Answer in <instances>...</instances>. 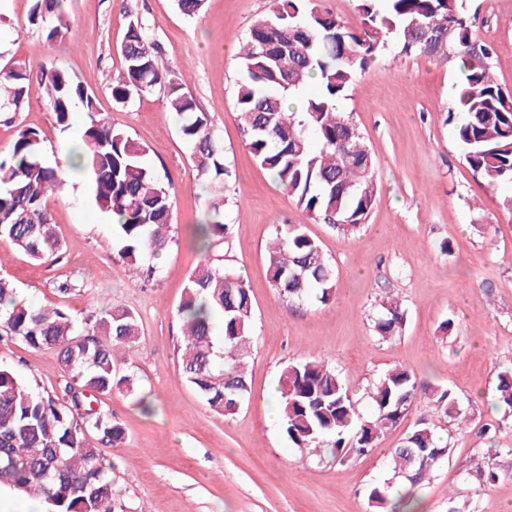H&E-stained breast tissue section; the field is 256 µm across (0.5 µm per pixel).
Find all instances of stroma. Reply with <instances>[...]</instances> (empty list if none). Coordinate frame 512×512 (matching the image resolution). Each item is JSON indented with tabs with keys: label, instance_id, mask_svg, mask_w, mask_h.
I'll use <instances>...</instances> for the list:
<instances>
[{
	"label": "stroma",
	"instance_id": "obj_1",
	"mask_svg": "<svg viewBox=\"0 0 512 512\" xmlns=\"http://www.w3.org/2000/svg\"><path fill=\"white\" fill-rule=\"evenodd\" d=\"M30 5L0 0V66L19 61L32 71L23 110L14 123L0 122V155L22 125L39 131L49 162L61 158L63 141L81 136L83 112L73 113L63 134L46 107L41 71L58 64L94 91L98 111L144 145L151 167L175 188L173 241L159 258V277L134 275L118 257L112 223L86 176L46 199L63 245L59 261L41 263L0 247V269L30 302L84 317L103 296L139 319L138 343L112 349L118 374L130 377L134 392L97 403L124 431L120 445L100 453L130 512H375L368 488L388 481L403 489L389 452L422 424L446 437L451 451L414 490L421 512H512V425L501 423L494 407L497 374L512 368V210L505 206L512 184L491 187L475 174L446 121L458 69L392 46L341 100L340 111L371 149L378 185L367 224L347 235L295 205L256 161L237 120L239 47L253 23L270 16L271 0H206L195 18L180 14L173 0H73L77 36L56 44L28 24ZM463 8L474 35L494 49L497 83L512 92V0H463ZM136 19L160 42L163 65L184 70L187 88L224 142L228 256L254 312L250 391L228 418L185 381L179 353L178 305L200 261L190 230L208 188L161 96L122 106L103 80L119 69L120 45ZM278 224L302 225L331 261L336 290L328 306L291 303L271 287L267 246ZM391 297L400 300L406 323L401 335L384 341L373 332V317ZM448 320L454 326L447 331ZM305 357L341 371L360 414L370 413L369 391L379 377L403 366L451 389L469 425L451 429L448 417L422 400L371 453L339 463L292 448L279 422L268 418V395L283 369ZM0 365L40 392L63 393L56 350L32 349L0 331ZM489 459L503 475L492 486L473 477L476 463Z\"/></svg>",
	"mask_w": 512,
	"mask_h": 512
}]
</instances>
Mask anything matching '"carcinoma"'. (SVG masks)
Segmentation results:
<instances>
[{"label":"carcinoma","mask_w":512,"mask_h":512,"mask_svg":"<svg viewBox=\"0 0 512 512\" xmlns=\"http://www.w3.org/2000/svg\"><path fill=\"white\" fill-rule=\"evenodd\" d=\"M28 22L49 42L73 37L69 0H31ZM193 17L206 0H174ZM272 16L257 20L240 46L241 77L236 109L247 146L260 165L315 222L346 234L367 223L376 203L374 160L357 125L339 112V102L376 59L396 43L404 55L443 56L462 74L455 109L448 112L471 170L488 185L512 182V94L494 81L492 50L472 36L462 0H358L359 26L348 27L318 0H273ZM122 69L109 77L112 99L158 92L178 119L181 137L198 179L209 188L207 218L194 234L206 255L190 273L178 311L183 322L182 374L217 413L235 414L249 392L245 359L253 308L243 278L229 264L208 256L212 244L229 248L224 223V188L229 171L224 144L209 113L185 91L177 72L161 63L151 30L129 23L121 44ZM31 71L15 62L0 68V118L12 123L25 103ZM47 105L60 131L70 115L86 116L81 141L65 152L86 158L98 208L115 218L119 256L140 274L158 273L170 246L175 191L148 167L147 150L97 112L95 95L65 68L42 74ZM318 89L306 96L310 84ZM69 168L44 160L40 133L18 130L0 155V243L36 261L57 254L60 242L45 200L66 182ZM273 289L292 303L335 295L331 263L300 224H279L269 243ZM400 301L381 305L376 336L402 333ZM0 325L30 348L55 349L68 376L66 401L43 394L0 367V485L44 500L51 512H126L123 495L103 462L99 446L121 442L123 429L91 407L98 395L118 390L133 395L127 376H116L112 347L138 340L136 316L110 304L80 319L61 307L35 306L0 276ZM281 429L293 448H329L339 460L373 451L414 404L427 399L462 426L455 394L438 391L407 367L387 371L370 392L372 412L353 404L335 367L315 358L289 364L279 384ZM496 407L512 417V369L498 373ZM449 453L448 442L428 427L415 429L391 452L393 475L415 486L430 478ZM391 486L377 484L368 500L377 512L391 502Z\"/></svg>","instance_id":"1"}]
</instances>
